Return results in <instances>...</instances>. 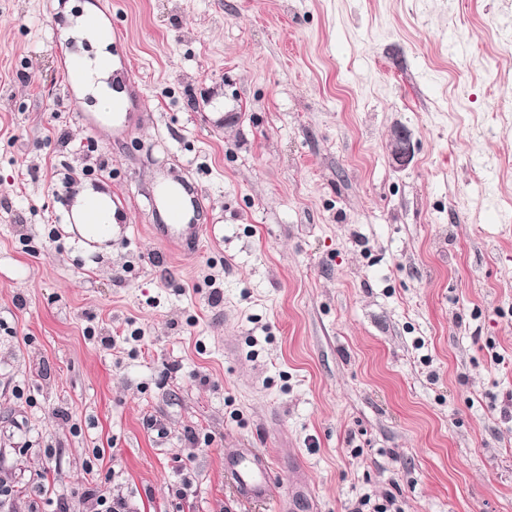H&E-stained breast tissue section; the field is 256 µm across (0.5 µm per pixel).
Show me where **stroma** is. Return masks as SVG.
I'll list each match as a JSON object with an SVG mask.
<instances>
[{
	"instance_id": "1",
	"label": "stroma",
	"mask_w": 512,
	"mask_h": 512,
	"mask_svg": "<svg viewBox=\"0 0 512 512\" xmlns=\"http://www.w3.org/2000/svg\"><path fill=\"white\" fill-rule=\"evenodd\" d=\"M88 10L139 84L117 129L68 74ZM160 177L202 195L176 252ZM364 495L512 512V0H0V512ZM390 156L397 168H405L414 157L410 134L404 128H397L390 138ZM95 204L99 209L100 223L97 224V213L94 208H90L84 214L79 224L81 234L94 240H107L112 238L113 210L112 200L108 193L95 189L89 184L83 185L77 191L72 205V213L76 222L79 223L81 214L85 208ZM96 224V225H90ZM230 474L238 494L247 500H265L273 485V471L267 455L256 448H239Z\"/></svg>"
}]
</instances>
